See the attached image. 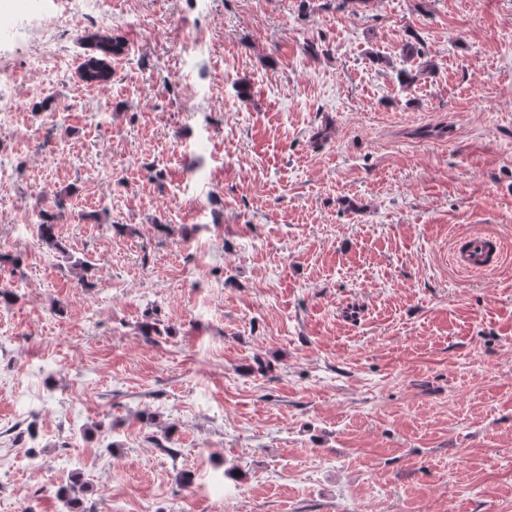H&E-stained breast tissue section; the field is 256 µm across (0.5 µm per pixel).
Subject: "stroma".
<instances>
[{"mask_svg":"<svg viewBox=\"0 0 512 512\" xmlns=\"http://www.w3.org/2000/svg\"><path fill=\"white\" fill-rule=\"evenodd\" d=\"M106 15L0 123V512H512V0ZM82 39L90 46L93 54L85 63L81 78L90 83L107 82L112 76L109 61L112 55L121 52L122 44L112 37L111 31L107 28H100L91 34L84 35ZM66 195L62 193L56 196V207L58 208V213H51L47 210H41L36 217V224H38V236L39 239L50 248L55 250H62V243L59 241L56 235V221L58 215L62 213V209L65 205ZM501 257L498 240L483 235L467 238L464 244L455 250L453 263L463 271L482 270L490 264H497Z\"/></svg>","mask_w":512,"mask_h":512,"instance_id":"obj_1","label":"stroma"}]
</instances>
